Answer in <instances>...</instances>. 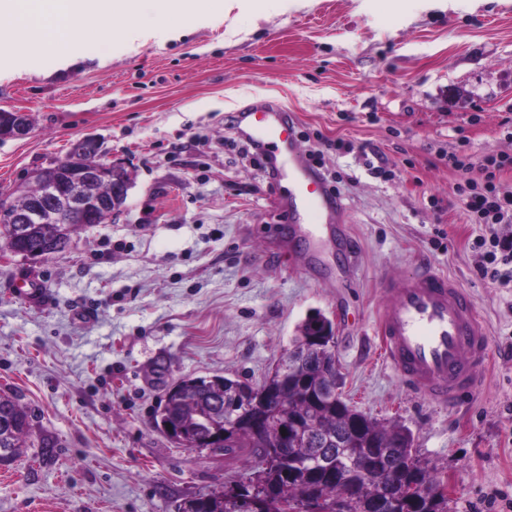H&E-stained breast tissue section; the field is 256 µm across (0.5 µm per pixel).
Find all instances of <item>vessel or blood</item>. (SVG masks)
I'll use <instances>...</instances> for the list:
<instances>
[{"instance_id":"1","label":"vessel or blood","mask_w":512,"mask_h":512,"mask_svg":"<svg viewBox=\"0 0 512 512\" xmlns=\"http://www.w3.org/2000/svg\"><path fill=\"white\" fill-rule=\"evenodd\" d=\"M253 139L288 160L291 188L286 199L289 242L308 269L324 264L328 239L344 244L346 265L356 247L340 216L344 204L305 162L294 121L265 104L242 117ZM388 300L377 322L386 360L417 394L444 407H456L480 388L478 372L491 353L485 319L474 297L457 279L429 263L402 277L383 280Z\"/></svg>"}]
</instances>
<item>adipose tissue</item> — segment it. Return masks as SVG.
<instances>
[{
	"label": "adipose tissue",
	"mask_w": 512,
	"mask_h": 512,
	"mask_svg": "<svg viewBox=\"0 0 512 512\" xmlns=\"http://www.w3.org/2000/svg\"><path fill=\"white\" fill-rule=\"evenodd\" d=\"M154 27L167 31L200 16L208 0H156ZM144 0H0V44L24 43L36 52L76 58L85 52V37L104 32L112 22L140 16Z\"/></svg>",
	"instance_id": "1"
}]
</instances>
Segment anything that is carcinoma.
<instances>
[{
	"label": "carcinoma",
	"instance_id": "cac0c4a2",
	"mask_svg": "<svg viewBox=\"0 0 512 512\" xmlns=\"http://www.w3.org/2000/svg\"><path fill=\"white\" fill-rule=\"evenodd\" d=\"M63 222L70 225L65 233L56 224H28L23 239L15 238V225L1 224L0 240L16 255L43 251L83 229L72 218ZM291 342L299 363L254 386L256 394L241 412L215 403V398H224V387L235 383L226 376L184 378L174 391L166 392L155 414L156 426L177 421L198 428L201 438L214 432L224 454L246 449L253 458L252 476L239 482L242 493L229 496L222 488L202 494L197 512H252L249 497L255 487L274 504L307 496L327 506L344 505L346 512H374L371 501L387 495L391 477L418 485L443 481L444 474L414 448L409 429L378 421L328 390L321 356L310 340L309 321L297 326ZM284 427L293 433L288 459L266 468L265 457L279 443ZM31 433L28 411L14 396L0 393V449L9 450L0 465L25 453ZM330 454L343 459L344 473H330L320 465L319 457ZM448 504L447 499L427 503L395 497L387 512H449Z\"/></svg>",
	"mask_w": 512,
	"mask_h": 512
}]
</instances>
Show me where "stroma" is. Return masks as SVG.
I'll list each match as a JSON object with an SVG mask.
<instances>
[{"instance_id":"1","label":"stroma","mask_w":512,"mask_h":512,"mask_svg":"<svg viewBox=\"0 0 512 512\" xmlns=\"http://www.w3.org/2000/svg\"><path fill=\"white\" fill-rule=\"evenodd\" d=\"M263 103L291 114L339 188L357 261L303 272L286 243L287 179L240 130ZM32 132L0 141V192L93 137L132 186L119 215L31 260L0 250V392L51 453L0 466V512H175L250 477L252 458L183 448L154 411L185 377L262 382L296 325L335 329L342 396L411 429L455 482L450 512H512V288L475 271L448 154L478 177L512 155V0H226L163 38L67 61L0 49V109ZM344 149H336V141ZM455 276L488 324L480 393L454 410L414 394L381 357V279L417 260ZM42 301L20 297L26 280Z\"/></svg>"}]
</instances>
